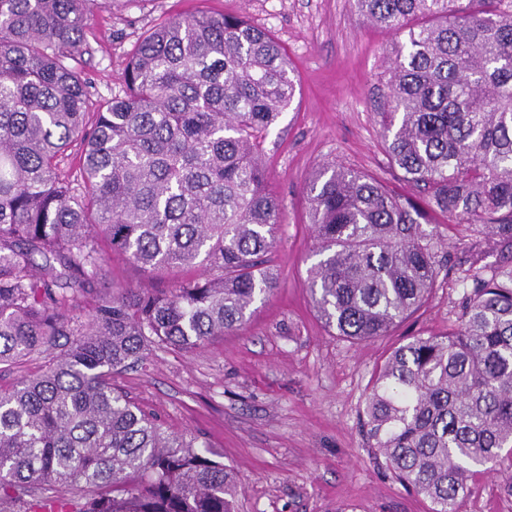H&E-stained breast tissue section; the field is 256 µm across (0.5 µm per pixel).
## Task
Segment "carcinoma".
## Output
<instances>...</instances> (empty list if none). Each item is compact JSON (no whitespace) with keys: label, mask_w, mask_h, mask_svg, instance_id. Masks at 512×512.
Returning a JSON list of instances; mask_svg holds the SVG:
<instances>
[{"label":"carcinoma","mask_w":512,"mask_h":512,"mask_svg":"<svg viewBox=\"0 0 512 512\" xmlns=\"http://www.w3.org/2000/svg\"><path fill=\"white\" fill-rule=\"evenodd\" d=\"M97 0H0V365L66 349L0 387V512H234L237 479L112 383L155 346L191 352L242 328L277 287L282 205L263 163L291 105L268 31L197 11L139 39L122 93L88 111ZM354 0L405 36L380 136L405 198L322 165L306 188L318 316L361 344L426 304L436 218L505 251L472 275L455 323L387 354L362 409L368 447L431 512H462L477 468L512 493V0ZM122 253L163 288H118ZM511 461L510 470L501 468Z\"/></svg>","instance_id":"cac0c4a2"}]
</instances>
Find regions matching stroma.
Masks as SVG:
<instances>
[{"instance_id": "obj_1", "label": "stroma", "mask_w": 512, "mask_h": 512, "mask_svg": "<svg viewBox=\"0 0 512 512\" xmlns=\"http://www.w3.org/2000/svg\"><path fill=\"white\" fill-rule=\"evenodd\" d=\"M205 10L238 15L270 31L296 78L292 106L265 143L269 184L283 207L271 264L279 286L247 325L191 353L156 350L116 384L170 430L206 437L239 480L238 512H429L368 448L360 414L374 369L412 335L447 330L471 283L491 273L501 248L479 224H440L445 267L431 297L391 336L357 345L331 335L307 286L316 263L305 188L334 162L398 193L378 113L394 35L366 23L352 0H100L81 66L95 95L122 86L127 55L162 20ZM463 512H512L498 480L476 477Z\"/></svg>"}]
</instances>
